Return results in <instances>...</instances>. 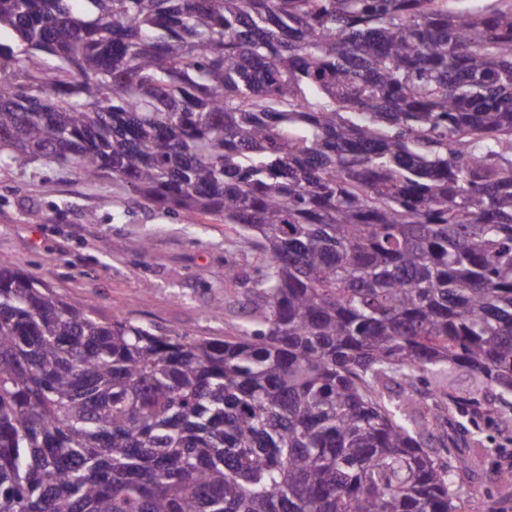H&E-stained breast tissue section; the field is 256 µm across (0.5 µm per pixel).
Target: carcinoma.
Masks as SVG:
<instances>
[{
    "mask_svg": "<svg viewBox=\"0 0 512 512\" xmlns=\"http://www.w3.org/2000/svg\"><path fill=\"white\" fill-rule=\"evenodd\" d=\"M0 0V168L239 227L224 339L0 267V512H458L464 369L512 396V6Z\"/></svg>",
    "mask_w": 512,
    "mask_h": 512,
    "instance_id": "obj_1",
    "label": "carcinoma"
}]
</instances>
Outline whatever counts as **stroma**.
I'll return each instance as SVG.
<instances>
[{"label":"stroma","instance_id":"obj_1","mask_svg":"<svg viewBox=\"0 0 512 512\" xmlns=\"http://www.w3.org/2000/svg\"><path fill=\"white\" fill-rule=\"evenodd\" d=\"M147 251H136L139 240ZM232 225L145 205L123 185L89 182L38 165L0 171V267L46 281L99 317L124 314L155 333L236 335L258 262L237 245ZM236 265L240 278L217 273ZM222 305L212 314L213 305ZM512 411L497 408L470 430H453L470 464L460 512H512Z\"/></svg>","mask_w":512,"mask_h":512}]
</instances>
